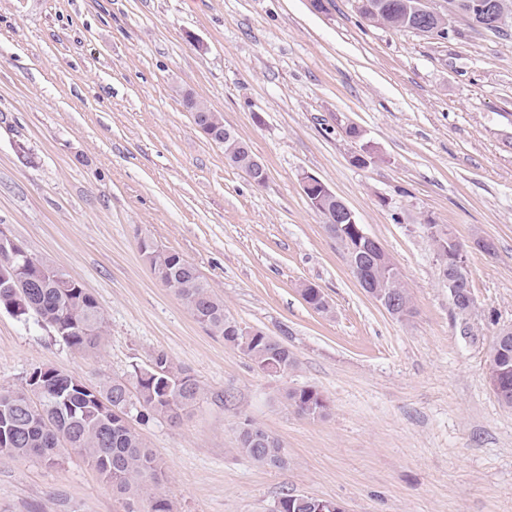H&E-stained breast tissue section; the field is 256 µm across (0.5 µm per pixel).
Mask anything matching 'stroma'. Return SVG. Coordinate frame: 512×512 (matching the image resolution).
<instances>
[{
	"label": "stroma",
	"mask_w": 512,
	"mask_h": 512,
	"mask_svg": "<svg viewBox=\"0 0 512 512\" xmlns=\"http://www.w3.org/2000/svg\"><path fill=\"white\" fill-rule=\"evenodd\" d=\"M455 25L445 40L398 32L353 0H0V229L81 282L107 325L75 353L1 310L0 386L43 364L95 387L166 353L205 387L179 422L138 426L175 512H275L287 492L345 512H512V409L488 382L494 337L512 326V30ZM187 90L247 142L263 185L197 129ZM362 146L376 161L354 164ZM305 173L381 244L411 317L360 288ZM432 224L469 247L468 338ZM145 238L193 263L297 368L267 376L209 335L144 262ZM305 284L330 313L305 303ZM301 387L323 395L325 418L284 405ZM248 419L287 466L238 452ZM0 512L126 506L71 451L53 468L0 455Z\"/></svg>",
	"instance_id": "stroma-1"
}]
</instances>
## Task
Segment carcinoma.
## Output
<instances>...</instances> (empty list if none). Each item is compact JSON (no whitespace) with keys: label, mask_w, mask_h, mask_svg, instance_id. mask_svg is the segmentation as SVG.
Here are the masks:
<instances>
[{"label":"carcinoma","mask_w":512,"mask_h":512,"mask_svg":"<svg viewBox=\"0 0 512 512\" xmlns=\"http://www.w3.org/2000/svg\"><path fill=\"white\" fill-rule=\"evenodd\" d=\"M360 16L377 10L384 26L416 30L418 0H357ZM207 117L223 126L218 144L224 148L228 164L251 175L254 155L235 130L224 124L219 112ZM361 224H338L334 237L348 256L360 257L368 276H385L392 265L389 256L366 242L358 231ZM25 270V310L19 320L34 319L37 325L60 338L73 352L95 348L106 332L101 308L86 288L71 278L65 285L47 277L39 268L49 264L33 255ZM150 269L155 278L183 303L194 320L211 335L224 339L261 371L273 366L285 376L297 366V357L281 340L260 333L246 335L239 322L224 309V300L191 263L168 250L154 253ZM503 352L498 354L500 381L505 394L499 402L512 408V333L496 336ZM136 393L129 394L125 381L114 379L102 386L90 387L73 375L43 365L35 376L18 387L0 386V435L10 444L0 446V455L33 458L45 465L59 463L61 453L79 451L112 486L113 492L127 501V512H174L168 496L162 492L165 470L148 448L136 424L154 416L172 422L204 393L195 377L173 365L166 354H155L142 369L133 366ZM285 403L298 415L318 420L326 416L328 406L313 388L285 391ZM239 451L254 462L282 468L288 463L285 448L278 438L261 426L249 422L238 431ZM313 498L304 494H285L278 502L280 512H313Z\"/></svg>","instance_id":"carcinoma-1"}]
</instances>
